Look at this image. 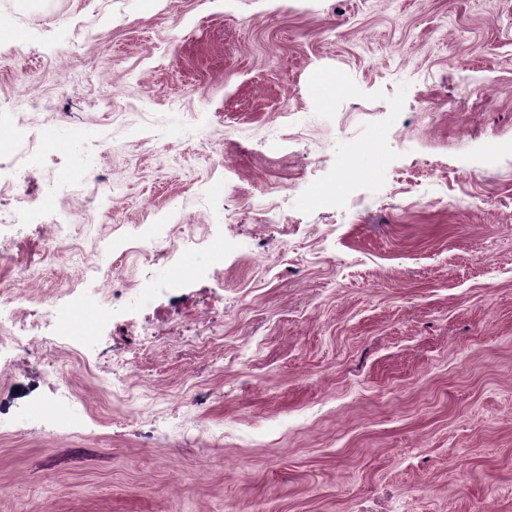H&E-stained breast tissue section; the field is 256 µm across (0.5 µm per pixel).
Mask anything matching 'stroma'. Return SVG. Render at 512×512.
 Instances as JSON below:
<instances>
[{
	"label": "stroma",
	"mask_w": 512,
	"mask_h": 512,
	"mask_svg": "<svg viewBox=\"0 0 512 512\" xmlns=\"http://www.w3.org/2000/svg\"><path fill=\"white\" fill-rule=\"evenodd\" d=\"M0 24V110L28 88L34 141L96 132L28 172L56 217L0 227L18 267L86 215L0 368V512H512V0H0ZM143 224L224 262L136 254ZM110 276L95 342L55 333ZM124 359L131 420L104 391ZM62 398L82 417L54 432Z\"/></svg>",
	"instance_id": "35a3bbf8"
}]
</instances>
